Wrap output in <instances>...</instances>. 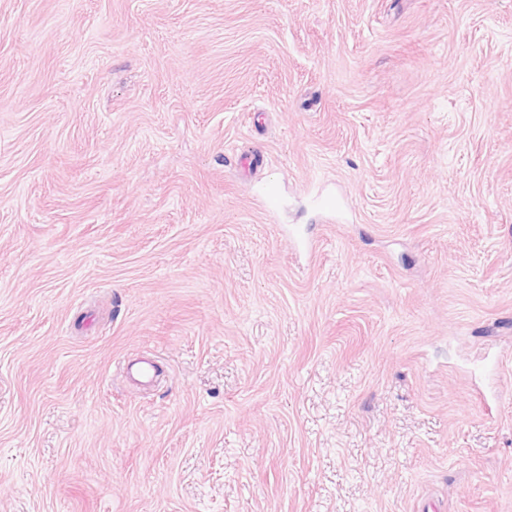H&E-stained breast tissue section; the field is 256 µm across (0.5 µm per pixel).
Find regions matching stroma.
Listing matches in <instances>:
<instances>
[{"instance_id": "stroma-1", "label": "stroma", "mask_w": 512, "mask_h": 512, "mask_svg": "<svg viewBox=\"0 0 512 512\" xmlns=\"http://www.w3.org/2000/svg\"><path fill=\"white\" fill-rule=\"evenodd\" d=\"M0 512H512V0H0Z\"/></svg>"}]
</instances>
